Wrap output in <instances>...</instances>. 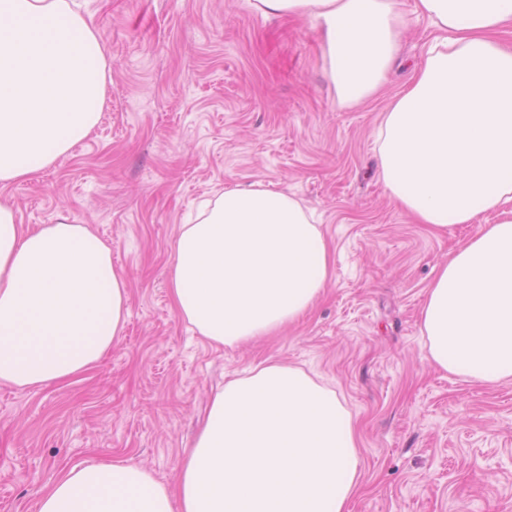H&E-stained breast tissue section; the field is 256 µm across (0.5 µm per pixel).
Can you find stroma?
<instances>
[{"label": "stroma", "mask_w": 512, "mask_h": 512, "mask_svg": "<svg viewBox=\"0 0 512 512\" xmlns=\"http://www.w3.org/2000/svg\"><path fill=\"white\" fill-rule=\"evenodd\" d=\"M409 27L389 83L336 101L319 25L251 0H86L111 72L89 137L0 191L21 223L66 216L112 250L129 292L121 340L66 383L0 384V512H36L65 468L120 458L170 480L211 394L274 358L336 390L362 459L349 512H512V382L431 365L421 308L475 231L414 223L380 177L378 131L436 31ZM261 185L312 211L333 247L314 307L277 335L219 349L172 306L180 224L226 189Z\"/></svg>", "instance_id": "35a3bbf8"}]
</instances>
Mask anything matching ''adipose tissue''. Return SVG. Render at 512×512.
I'll list each match as a JSON object with an SVG mask.
<instances>
[{
  "mask_svg": "<svg viewBox=\"0 0 512 512\" xmlns=\"http://www.w3.org/2000/svg\"><path fill=\"white\" fill-rule=\"evenodd\" d=\"M322 26L339 102L383 81L407 21L398 0H256ZM438 35L378 134L394 201L434 233L474 234L421 310L428 357L464 380L512 381V0H416ZM109 61L77 0H0V189L32 179L96 127ZM494 211L498 221L480 223ZM332 247L305 208L231 188L180 225L173 305L215 347L268 336L322 295ZM129 295L109 246L83 224L30 228L0 201V383L64 382L119 342ZM355 422L336 392L279 361L212 395L171 481L122 460L60 471L38 512H348L359 490Z\"/></svg>",
  "mask_w": 512,
  "mask_h": 512,
  "instance_id": "adipose-tissue-1",
  "label": "adipose tissue"
}]
</instances>
